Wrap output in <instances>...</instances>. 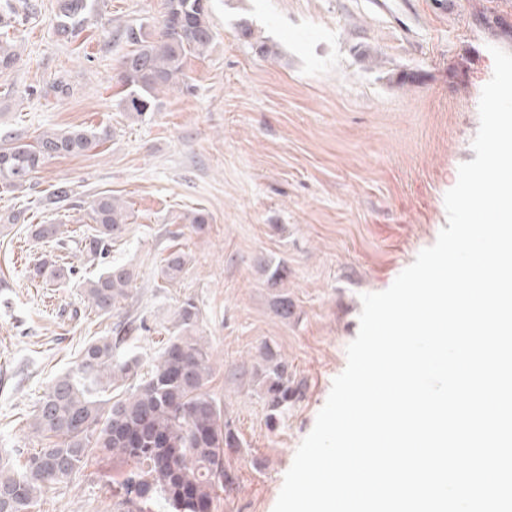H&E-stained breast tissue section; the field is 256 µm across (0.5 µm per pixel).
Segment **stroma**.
Segmentation results:
<instances>
[{
	"instance_id": "stroma-1",
	"label": "stroma",
	"mask_w": 512,
	"mask_h": 512,
	"mask_svg": "<svg viewBox=\"0 0 512 512\" xmlns=\"http://www.w3.org/2000/svg\"><path fill=\"white\" fill-rule=\"evenodd\" d=\"M10 2L22 12L21 60L0 74V137L108 136L49 160L24 190L0 192V213L73 231L88 224L98 194L114 195L130 219L111 258L137 277L118 313H89L76 284L34 276L52 244L26 225H0V455L19 469L40 448L31 429L39 398L116 322L141 324L125 346L150 371L190 298L210 353L207 390L240 440L225 454L237 480L214 512H273L346 367L362 294L386 290L447 224L444 195L475 157L490 49L512 53V0H211V48L187 59L185 90L160 93L142 119L120 103L121 32H155L163 0H95L68 40L54 30L56 0ZM244 25L272 55L256 54ZM60 82L68 96L57 94ZM61 182L70 200L45 207ZM197 210L210 217L201 232L185 221ZM177 248L190 262L167 283L161 267ZM279 261L288 278L274 289L263 266ZM280 292L292 303L285 319L273 307ZM263 345L303 384L273 427L256 373ZM129 470L92 456L34 512H111Z\"/></svg>"
}]
</instances>
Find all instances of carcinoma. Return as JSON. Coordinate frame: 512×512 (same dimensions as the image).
Here are the masks:
<instances>
[{"label": "carcinoma", "mask_w": 512, "mask_h": 512, "mask_svg": "<svg viewBox=\"0 0 512 512\" xmlns=\"http://www.w3.org/2000/svg\"><path fill=\"white\" fill-rule=\"evenodd\" d=\"M89 9L90 0H57L56 33L73 36ZM163 9L157 34H147L137 25L123 31L131 50L121 62L122 103L137 118L154 111L159 91L181 88L187 56L203 55L214 40L210 0H164ZM1 26L0 73L19 62L7 31L11 21L2 14ZM100 141L84 130L45 131L32 142L7 136L0 144V188L18 191L48 160L80 154ZM89 219L93 227L78 238L77 247L101 271L93 278L78 279L77 287L88 307L106 316L128 298L135 279L131 267L110 260L112 243L121 237L129 213L116 197L100 194L91 202ZM28 231L38 242L65 248L59 224H31ZM187 265L185 251L171 250L164 258L162 279L176 280ZM265 272L273 287L288 278V267L281 262L266 265ZM34 273L77 279L75 267L59 265L57 255L51 253L39 260ZM176 318L178 334L165 341L150 373H140L136 357L118 356L124 334L130 332L119 324L116 335L91 341L75 368L52 381L32 421L34 432L46 443L29 456L21 471L0 458V512H33L45 492L69 481L96 453L132 464L124 497L115 503L118 512H134L133 506L155 497L163 498L168 512H212L218 492L235 483L224 449L239 447V438L205 390L209 355L195 336L199 322L195 302L184 300ZM261 356L263 399L268 424L274 426L302 395V384L292 380L288 363L268 347H262ZM119 381L124 393L110 401L97 398Z\"/></svg>", "instance_id": "1"}]
</instances>
